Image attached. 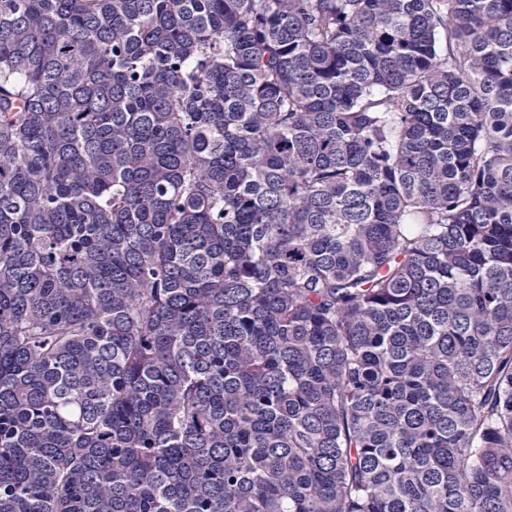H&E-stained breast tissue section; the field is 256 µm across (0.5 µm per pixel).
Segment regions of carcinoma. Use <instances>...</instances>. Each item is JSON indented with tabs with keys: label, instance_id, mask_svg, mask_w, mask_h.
Listing matches in <instances>:
<instances>
[{
	"label": "carcinoma",
	"instance_id": "1",
	"mask_svg": "<svg viewBox=\"0 0 512 512\" xmlns=\"http://www.w3.org/2000/svg\"><path fill=\"white\" fill-rule=\"evenodd\" d=\"M0 512H512V0H0Z\"/></svg>",
	"mask_w": 512,
	"mask_h": 512
}]
</instances>
